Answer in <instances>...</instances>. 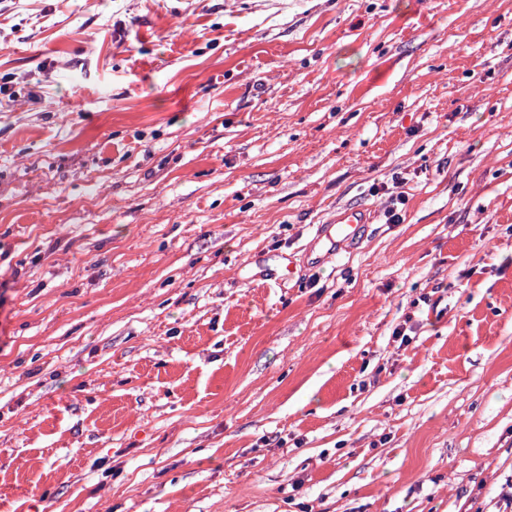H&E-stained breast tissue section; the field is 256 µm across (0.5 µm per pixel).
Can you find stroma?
<instances>
[{"label":"stroma","mask_w":512,"mask_h":512,"mask_svg":"<svg viewBox=\"0 0 512 512\" xmlns=\"http://www.w3.org/2000/svg\"><path fill=\"white\" fill-rule=\"evenodd\" d=\"M0 512H512V0H0ZM367 212L359 208H345L338 212L336 219L330 224L317 227L316 238L323 235H333L336 238V253L347 248L356 235L359 224H368Z\"/></svg>","instance_id":"obj_1"}]
</instances>
